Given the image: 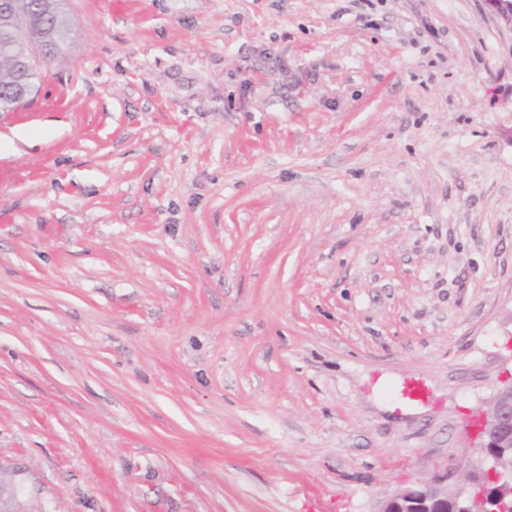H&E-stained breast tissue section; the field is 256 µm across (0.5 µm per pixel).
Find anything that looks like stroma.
Instances as JSON below:
<instances>
[{"mask_svg": "<svg viewBox=\"0 0 512 512\" xmlns=\"http://www.w3.org/2000/svg\"><path fill=\"white\" fill-rule=\"evenodd\" d=\"M0 112L25 512H372L512 381V29L485 0H62Z\"/></svg>", "mask_w": 512, "mask_h": 512, "instance_id": "stroma-1", "label": "stroma"}]
</instances>
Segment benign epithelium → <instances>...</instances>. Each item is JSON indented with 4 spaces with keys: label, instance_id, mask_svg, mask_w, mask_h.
I'll list each match as a JSON object with an SVG mask.
<instances>
[{
    "label": "benign epithelium",
    "instance_id": "1",
    "mask_svg": "<svg viewBox=\"0 0 512 512\" xmlns=\"http://www.w3.org/2000/svg\"><path fill=\"white\" fill-rule=\"evenodd\" d=\"M485 2L512 29V0ZM68 26L58 0H0V50L15 58L17 78L13 89L18 103L34 92L35 84L26 74L55 58ZM470 430L480 445L477 457L465 468L385 492L377 497L373 512H443L448 507V479L456 475V493L466 503L463 512H512V469L486 456L488 448L512 450V383L497 392L488 411L471 421Z\"/></svg>",
    "mask_w": 512,
    "mask_h": 512
}]
</instances>
